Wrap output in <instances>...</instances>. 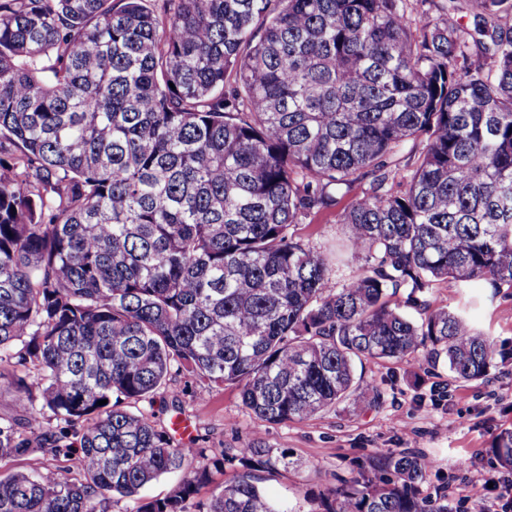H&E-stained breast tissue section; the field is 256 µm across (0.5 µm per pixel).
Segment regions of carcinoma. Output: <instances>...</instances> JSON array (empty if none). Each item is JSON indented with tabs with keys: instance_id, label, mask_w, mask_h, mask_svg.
I'll return each instance as SVG.
<instances>
[{
	"instance_id": "cac0c4a2",
	"label": "carcinoma",
	"mask_w": 512,
	"mask_h": 512,
	"mask_svg": "<svg viewBox=\"0 0 512 512\" xmlns=\"http://www.w3.org/2000/svg\"><path fill=\"white\" fill-rule=\"evenodd\" d=\"M162 2L0 0V381L26 430L0 424V460L76 467L0 477V512H282L256 472L285 452L182 448L135 409L174 374L281 424L379 405L365 360L443 356L464 382L506 360L422 294L512 289V0ZM356 189L338 223L365 267L338 285L343 246L289 229ZM489 452L512 472L511 428ZM427 467L390 453L391 478L328 490L326 512H451L417 493ZM72 460L63 457L62 455L57 461H52L50 457L42 456L41 454H34L19 460H4L0 462V475L6 476L16 471H24L27 473H36L44 471L47 465L53 464L55 466L66 467L73 465ZM178 480L179 475L176 474L162 476L143 488L140 496L146 500L164 498L171 493Z\"/></svg>"
}]
</instances>
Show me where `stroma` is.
<instances>
[{"label":"stroma","instance_id":"35a3bbf8","mask_svg":"<svg viewBox=\"0 0 512 512\" xmlns=\"http://www.w3.org/2000/svg\"><path fill=\"white\" fill-rule=\"evenodd\" d=\"M294 233L312 246L335 248L349 230L328 210L296 225ZM431 301L463 312L492 336L498 348L512 353V289L491 294L478 285L450 280L433 282ZM356 372L383 391L379 406H339L305 421L266 423L241 403L235 386L208 392L194 379L178 376L169 388L138 407L163 426L183 417L193 424L187 448L235 449L250 437L288 450L303 468H278L259 474V485L272 502L287 512H323L321 496L348 481L377 480L370 462L375 453L407 448L428 463L418 486L433 499L450 490L455 512H502L500 494L512 484L489 448L493 436L512 428V360L497 365L486 379L451 382L445 360L366 361ZM496 486H488V478Z\"/></svg>","mask_w":512,"mask_h":512}]
</instances>
